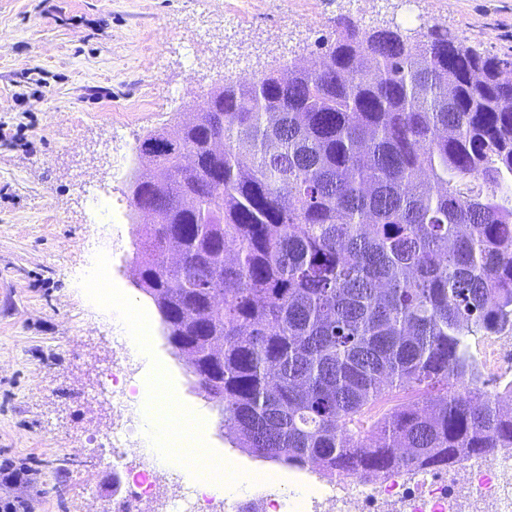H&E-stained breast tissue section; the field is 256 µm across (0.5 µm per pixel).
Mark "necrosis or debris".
I'll use <instances>...</instances> for the list:
<instances>
[{
    "label": "necrosis or debris",
    "instance_id": "necrosis-or-debris-1",
    "mask_svg": "<svg viewBox=\"0 0 512 512\" xmlns=\"http://www.w3.org/2000/svg\"><path fill=\"white\" fill-rule=\"evenodd\" d=\"M115 346L103 377L111 384L112 418L119 429L113 442L140 445L141 431L133 416L138 390L131 386ZM261 494L252 500L254 512H512V453L491 449L478 462L425 475L420 470L396 469L364 482L331 481L318 494L281 493L275 478L257 481Z\"/></svg>",
    "mask_w": 512,
    "mask_h": 512
}]
</instances>
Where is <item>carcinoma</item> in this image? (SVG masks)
<instances>
[{
	"instance_id": "1",
	"label": "carcinoma",
	"mask_w": 512,
	"mask_h": 512,
	"mask_svg": "<svg viewBox=\"0 0 512 512\" xmlns=\"http://www.w3.org/2000/svg\"><path fill=\"white\" fill-rule=\"evenodd\" d=\"M318 47L139 143L142 291L252 456L370 477L512 448L477 352L512 334V57L349 16Z\"/></svg>"
}]
</instances>
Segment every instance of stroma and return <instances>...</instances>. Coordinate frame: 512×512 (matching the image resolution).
<instances>
[{
	"label": "stroma",
	"instance_id": "obj_1",
	"mask_svg": "<svg viewBox=\"0 0 512 512\" xmlns=\"http://www.w3.org/2000/svg\"><path fill=\"white\" fill-rule=\"evenodd\" d=\"M343 15L370 28L436 23L478 51L512 54V0H0V462L28 473L17 485L0 482V502L106 512L113 487L141 465L136 453L117 461L98 450L112 433V407L93 389L121 335L141 383L142 429L152 427L153 368L203 422L209 449L227 458L236 479L216 492L228 512L257 472L274 473L287 493L315 489L314 470L248 455L220 436L216 403L201 396L134 284L127 173L111 148L114 128L136 147L149 131L189 118L195 96L238 77L225 41L253 73L289 56L313 63L317 39ZM92 195L111 197L110 228L88 209ZM106 230L119 241L110 281L121 308L104 306L88 286ZM131 309L150 322L149 337L126 332Z\"/></svg>",
	"mask_w": 512,
	"mask_h": 512
}]
</instances>
